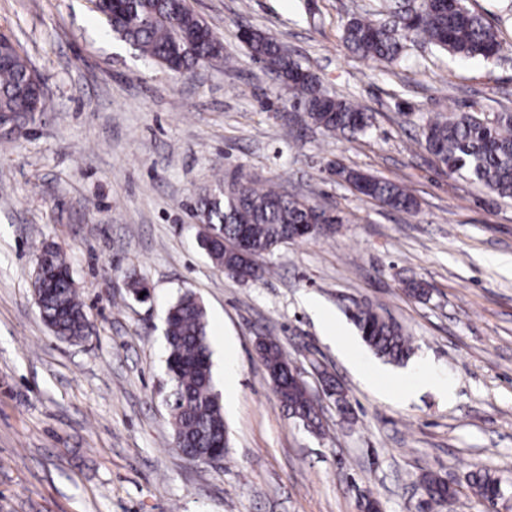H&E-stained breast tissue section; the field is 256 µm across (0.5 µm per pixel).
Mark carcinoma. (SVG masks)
Returning <instances> with one entry per match:
<instances>
[{
	"mask_svg": "<svg viewBox=\"0 0 512 512\" xmlns=\"http://www.w3.org/2000/svg\"><path fill=\"white\" fill-rule=\"evenodd\" d=\"M95 12L109 31L144 57L172 72H192L220 46L207 24L187 0H96ZM420 37L435 48L461 58L490 60L503 50L497 31L472 11L465 0H417L413 12L389 25L374 13L352 18L345 30L347 48L376 62L398 59L402 40ZM9 59L0 65V113L23 114L28 108L30 70L15 44L0 36ZM252 56L275 74L288 94L291 108L305 112L328 131H364L370 116L357 103L323 93L318 79L295 61L275 38L252 31L246 40ZM426 148L451 173L465 174L502 198H512V111L492 119L462 112L430 119L422 127ZM358 192L397 210L410 212L415 198L402 186L360 171H338ZM196 216L207 224L200 244L224 273L247 282L262 276L258 260L288 240H308L321 235L313 225L318 217L330 224L338 219L307 204L295 195L274 187H257L242 176L218 182L214 193L200 198ZM243 242L254 261L243 265L234 248ZM52 271L51 284L40 293L41 316L57 338L77 341L90 331L88 316L79 300L69 267L53 248L42 251ZM352 318L366 345L375 354L401 363L411 353L410 339L396 322L381 316L369 305H356ZM206 310L199 298L182 294L166 315L167 405L174 443L213 453L227 447L228 436L219 394L212 376L211 352L206 333ZM273 390L290 415L321 431L319 404L306 381L292 372L288 356L276 341L261 338L256 344ZM470 486L492 502L503 491L499 478L484 472L471 474ZM420 512L443 509L456 492L442 478L426 476Z\"/></svg>",
	"mask_w": 512,
	"mask_h": 512,
	"instance_id": "1",
	"label": "carcinoma"
}]
</instances>
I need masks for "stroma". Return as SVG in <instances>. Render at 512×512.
Instances as JSON below:
<instances>
[{
  "label": "stroma",
  "mask_w": 512,
  "mask_h": 512,
  "mask_svg": "<svg viewBox=\"0 0 512 512\" xmlns=\"http://www.w3.org/2000/svg\"><path fill=\"white\" fill-rule=\"evenodd\" d=\"M385 0H189L224 60L184 78L109 32L91 0H0V33L44 78L48 111L0 133V512H417L432 473L450 512H488L468 477L501 479L512 512V198L449 173L421 139L428 118L512 111V15L467 0L498 30L500 59L459 60L408 40L397 62L344 45L347 22ZM275 37L329 95L358 102L365 133L284 113L272 73L242 28ZM403 186L394 210L330 167ZM242 175L336 215L335 232L279 245L243 283L213 265L193 216L218 177ZM63 251L93 326L59 340L35 303L36 257ZM147 285L148 300L128 285ZM427 284L418 299L408 281ZM207 312L213 377L228 427L223 462L173 446L165 316L184 291ZM317 302L343 323L372 305L411 338L405 365L381 363L407 402L378 397L323 336ZM277 341L312 393L331 376L356 420L321 402L320 434L292 418L256 353ZM238 379L224 387V357ZM447 391H440V384Z\"/></svg>",
  "instance_id": "stroma-1"
}]
</instances>
